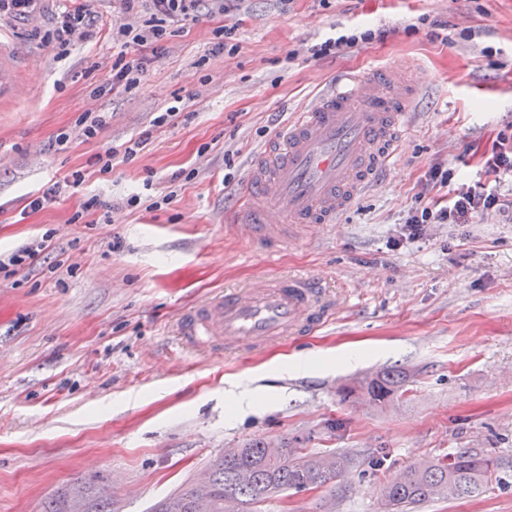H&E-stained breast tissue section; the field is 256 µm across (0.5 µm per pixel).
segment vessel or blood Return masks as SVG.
<instances>
[{"label": "vessel or blood", "mask_w": 512, "mask_h": 512, "mask_svg": "<svg viewBox=\"0 0 512 512\" xmlns=\"http://www.w3.org/2000/svg\"><path fill=\"white\" fill-rule=\"evenodd\" d=\"M14 70L13 57L0 46V99L22 94ZM421 87V80L391 65L340 75L251 160L227 223L263 248L283 246L293 230L337 223L397 161ZM335 311L319 277L271 276L188 309L180 340L185 348L214 353L260 349L322 324Z\"/></svg>", "instance_id": "vessel-or-blood-1"}]
</instances>
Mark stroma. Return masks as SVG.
Here are the masks:
<instances>
[{
    "instance_id": "stroma-1",
    "label": "stroma",
    "mask_w": 512,
    "mask_h": 512,
    "mask_svg": "<svg viewBox=\"0 0 512 512\" xmlns=\"http://www.w3.org/2000/svg\"><path fill=\"white\" fill-rule=\"evenodd\" d=\"M242 0L232 15L200 13L147 61L139 87L107 92L117 49L110 0L89 42L62 61L30 39L34 21L0 24L24 58V94L0 101V253L45 241L38 260L0 276V512H41L50 493L100 479L112 512H151L207 476L225 450L251 440L310 456L344 454L328 486L288 491L260 512H384L381 489L412 463L458 451L491 456L473 497L411 512H512V221L427 224L403 240L411 211L485 182L478 163L512 133V0ZM234 27L232 53L211 55L213 31ZM374 31L358 50L316 59L314 44ZM420 64L423 91L406 152L333 227L280 251L253 248L224 222L247 163L291 113L348 70ZM106 125L77 137L87 108ZM180 113L161 126L168 107ZM71 136L55 142L58 133ZM148 136L130 161L99 155ZM447 188H428L431 167ZM83 184L29 213L31 194L72 172ZM147 194L157 208L129 205ZM101 205L83 206L89 197ZM282 273L318 274L346 299L327 325L263 352L174 353L180 313L227 288ZM352 350L347 366L337 354ZM312 355L308 372L271 374ZM398 367L410 382L379 404L346 396L364 376ZM263 375L268 396L235 413L227 381Z\"/></svg>"
}]
</instances>
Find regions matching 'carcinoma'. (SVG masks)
I'll return each mask as SVG.
<instances>
[{"mask_svg":"<svg viewBox=\"0 0 512 512\" xmlns=\"http://www.w3.org/2000/svg\"><path fill=\"white\" fill-rule=\"evenodd\" d=\"M407 382L406 372L387 368L372 376L365 390L369 399L383 403L402 391ZM281 444L284 451L279 456L267 454L268 442L255 441L242 445L234 457H221L210 466L208 487L203 489L191 483L176 490L164 499L165 512H195V502L202 494L209 496L211 512H224L226 500H236L243 507H256L284 491L322 487L341 476L349 466V459L344 456L302 455L288 446V441L283 440ZM494 467L492 458L466 451L446 462L433 459L414 463L402 476L384 485L385 506L389 512H409L411 505L448 498L450 484L457 488L456 497H472L488 482ZM73 496L85 501L87 512H112L105 491L84 483L47 497L41 512H67Z\"/></svg>","mask_w":512,"mask_h":512,"instance_id":"cac0c4a2","label":"carcinoma"}]
</instances>
